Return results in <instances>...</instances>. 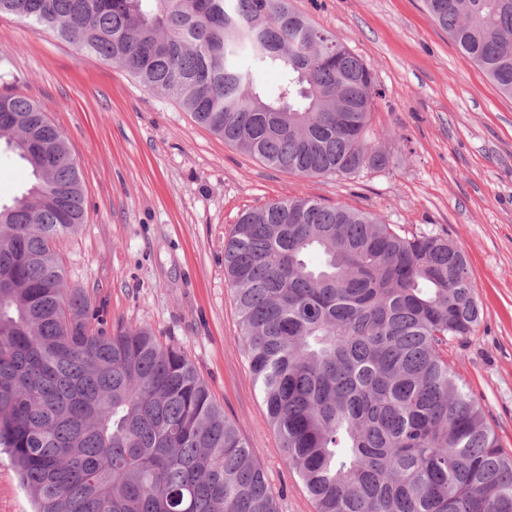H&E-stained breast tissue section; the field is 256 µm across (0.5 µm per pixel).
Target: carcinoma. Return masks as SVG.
I'll return each mask as SVG.
<instances>
[{"instance_id":"obj_1","label":"carcinoma","mask_w":512,"mask_h":512,"mask_svg":"<svg viewBox=\"0 0 512 512\" xmlns=\"http://www.w3.org/2000/svg\"><path fill=\"white\" fill-rule=\"evenodd\" d=\"M512 99V0H425ZM175 98L288 174L354 178L368 66L290 0H0V15ZM280 79L266 92L257 73ZM0 142L33 180L0 202V449L36 512H278L253 449L187 354L106 327L67 286L57 240L84 223L68 142L33 100L0 96ZM240 344L316 512H512V456L444 358L480 310L464 255L433 233L310 197L244 213L224 242Z\"/></svg>"}]
</instances>
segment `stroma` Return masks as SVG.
Wrapping results in <instances>:
<instances>
[{
	"label": "stroma",
	"mask_w": 512,
	"mask_h": 512,
	"mask_svg": "<svg viewBox=\"0 0 512 512\" xmlns=\"http://www.w3.org/2000/svg\"><path fill=\"white\" fill-rule=\"evenodd\" d=\"M371 69L373 142L386 168L355 178L287 174L224 143L121 66L0 15V94L38 102L65 135L85 221L56 247L71 287L107 325L140 324L181 346L253 448L279 512H315L284 460L239 342L224 240L240 215L308 196L435 233L466 256L482 319L445 354L512 455V99L460 53L423 0H292ZM0 512H33L0 454Z\"/></svg>",
	"instance_id": "35a3bbf8"
}]
</instances>
